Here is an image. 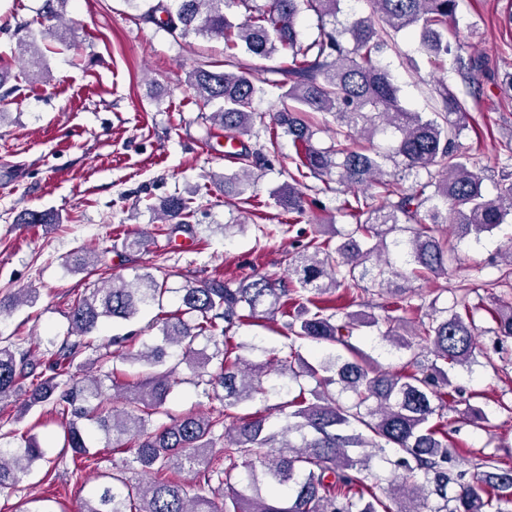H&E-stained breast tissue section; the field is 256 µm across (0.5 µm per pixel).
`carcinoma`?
<instances>
[{
    "instance_id": "carcinoma-1",
    "label": "carcinoma",
    "mask_w": 512,
    "mask_h": 512,
    "mask_svg": "<svg viewBox=\"0 0 512 512\" xmlns=\"http://www.w3.org/2000/svg\"><path fill=\"white\" fill-rule=\"evenodd\" d=\"M250 2L159 0L142 18L177 37L223 40L224 64H199L189 73L202 107H214L206 119L229 138H258L264 132L273 146L278 133L287 135L298 175L336 177L342 193L352 196L339 211L355 223L336 232V246L312 240V253L290 258L296 288L264 276L235 287L220 276L186 286L180 307L156 318L158 342L135 351L126 338H113L117 349L98 355V375L85 382L69 376L74 360L90 347L85 337L104 319L128 321L160 304L167 292L148 273L93 289L73 305L71 335L48 365L18 343L0 346V401L18 397L28 379L24 404L51 406L61 418L62 448L72 460L89 454L91 425L112 438V450L128 454L123 467L91 491L82 512H378L382 495L397 501V512H512V468L485 459L466 480L467 471L449 465L448 432L435 423L444 417L452 387L437 362L467 367L474 361L472 310L464 300L434 308L415 333L395 316L408 292L397 281L447 274L456 244L491 233L512 216V173L501 175L495 197L484 193L480 171L459 143L467 109L455 92L442 83L435 89L432 116L413 112L401 104L400 87L383 63L397 35L410 34L429 60L453 55L457 73L478 94L479 76L490 71L487 59L464 56L448 41L457 0H370L371 15L344 22L337 20L341 0H269L256 10ZM239 7L248 15L235 24L228 11ZM305 11L317 22L309 40L298 28ZM70 35L62 22L40 38L21 23L10 37L17 39L19 56L36 66L59 45L74 48ZM240 46L259 59L285 56L277 70L285 92L269 124L252 108L263 89L238 66ZM10 70V60L1 56L0 102L15 92L6 87ZM316 112L335 123L336 141L326 148L313 142L310 115ZM267 152L258 142L241 146V168L224 177V193L245 195L252 169L267 164ZM388 162L398 178L387 179ZM411 176L414 182L404 186ZM278 202L301 215L307 200L290 183ZM188 210L187 198L172 195L158 213L167 223L181 224ZM18 220L56 223L55 216L38 211ZM390 244L402 265L382 258ZM101 262L91 251L74 259L81 271L93 272ZM366 279L386 298L385 315L347 313L344 322L335 323L341 307L325 295L340 288L346 297L363 293ZM277 316L285 318L284 342L269 359L255 363L232 356L231 339L241 328ZM491 316L494 334L512 338V302H499ZM381 325L380 336L391 346L410 350L416 339L434 360L427 364L414 355L400 371L382 369L350 342L354 331ZM200 337L213 342L211 354L195 348ZM298 338L340 345L346 354L311 364L295 350ZM118 360L144 368L146 381L118 383ZM182 364L192 369L194 385L220 400L223 409L214 417L188 413L158 425L154 416L181 383ZM302 376L315 379V387L299 384ZM271 395L280 399L271 407L283 418L279 429L268 425L265 414L226 424L230 409ZM218 454L224 457L222 469L212 466ZM43 458L34 438L25 435L19 446L0 448V489L13 487ZM127 468L144 479L128 481ZM240 468L248 473L244 483L236 479ZM183 472L193 476V484L182 482ZM217 488L224 489L220 503L204 495Z\"/></svg>"
}]
</instances>
